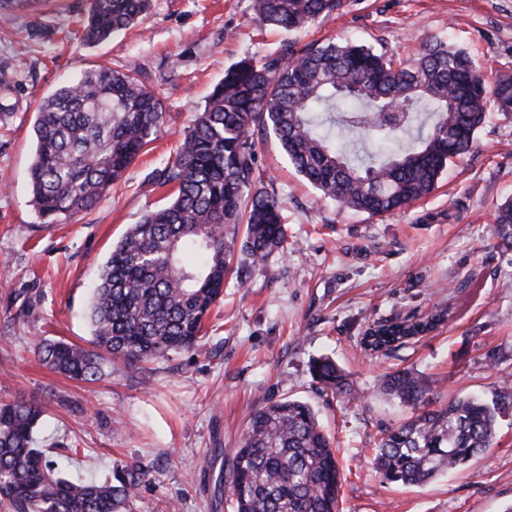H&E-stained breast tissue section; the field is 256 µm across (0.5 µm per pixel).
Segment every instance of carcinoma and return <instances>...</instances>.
<instances>
[{
	"label": "carcinoma",
	"instance_id": "1",
	"mask_svg": "<svg viewBox=\"0 0 512 512\" xmlns=\"http://www.w3.org/2000/svg\"><path fill=\"white\" fill-rule=\"evenodd\" d=\"M150 0H88L77 39L94 47L146 17ZM343 0H254L256 18L286 30L339 12ZM402 119L387 120L391 105ZM512 114V72L493 80L467 53L425 41L404 62L348 41L287 42L276 54L230 67L197 114L174 160L153 182L170 201L127 229L112 247L90 306L91 340H43L40 360L91 383L116 362L146 364L195 349L224 295L234 254L263 264L284 250L282 206L256 171L252 134L270 130L296 170L321 194L369 216L402 209L432 193L440 175L472 150L490 109ZM431 122L410 143L359 154L333 132L360 139L408 135L420 113ZM159 96L127 71L98 65L42 98L33 125L32 203L48 224L93 210L150 145L163 124ZM493 234L512 246V204ZM390 322L369 330L364 346L387 352L443 320ZM310 370L323 391L354 398L328 358ZM382 394L414 413L376 444L384 478L423 485L493 447L499 401L467 396L430 408L427 380L412 370L386 375ZM47 407L17 396L0 402V508L3 512H129L148 474L120 463L112 479L72 481L35 446ZM235 512H339L340 472L330 438L306 402L279 400L249 415L228 479Z\"/></svg>",
	"mask_w": 512,
	"mask_h": 512
}]
</instances>
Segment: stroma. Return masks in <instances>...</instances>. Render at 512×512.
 <instances>
[{
  "label": "stroma",
  "instance_id": "35a3bbf8",
  "mask_svg": "<svg viewBox=\"0 0 512 512\" xmlns=\"http://www.w3.org/2000/svg\"><path fill=\"white\" fill-rule=\"evenodd\" d=\"M87 0H20L0 10V402L23 394L49 410L36 440L65 477L110 478L114 463L151 471L131 512H233L214 494L249 413L292 398L310 404L336 447L340 512H505L512 506V399L496 441L426 485L384 479L374 442L412 410L376 391L384 373L426 377L440 406L492 398L512 378V248L488 229L512 201V115L491 112L473 150L450 164L426 199L382 216L340 208L293 168L273 134L254 133L256 167L271 178L286 250L266 266L241 260L211 311L197 350L152 363L114 364L84 383L43 366V339L87 344L102 265L128 225L166 201L152 175L202 112L224 72L284 42L337 36L403 61L436 38L466 49L487 76L512 70V0H344L340 15L297 32L260 24L252 0H152L144 22L87 47L71 38ZM107 63L140 73L164 104L151 150L90 212L47 225L31 204L36 105L83 70ZM437 329L388 354L362 337L376 324L440 306ZM328 356L359 400L323 392L310 371Z\"/></svg>",
  "mask_w": 512,
  "mask_h": 512
}]
</instances>
